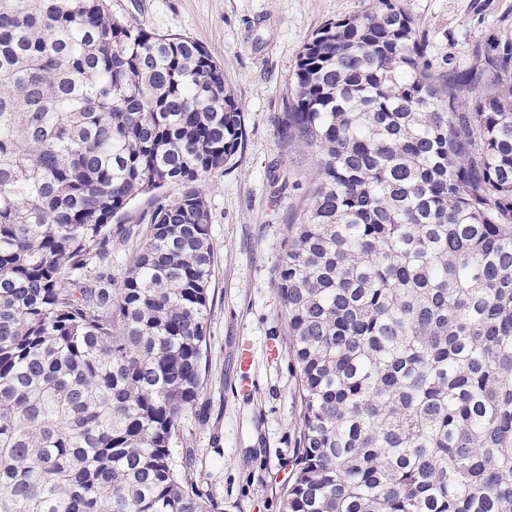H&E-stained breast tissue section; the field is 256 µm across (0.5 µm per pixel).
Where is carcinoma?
<instances>
[{"label":"carcinoma","mask_w":512,"mask_h":512,"mask_svg":"<svg viewBox=\"0 0 512 512\" xmlns=\"http://www.w3.org/2000/svg\"><path fill=\"white\" fill-rule=\"evenodd\" d=\"M398 0L296 59L319 156L277 295L285 512H512V42L436 75ZM245 113L197 41L108 0H0V512H220L173 449L203 388L205 185ZM177 182L118 288L112 221Z\"/></svg>","instance_id":"1"}]
</instances>
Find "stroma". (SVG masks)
<instances>
[{"instance_id": "obj_1", "label": "stroma", "mask_w": 512, "mask_h": 512, "mask_svg": "<svg viewBox=\"0 0 512 512\" xmlns=\"http://www.w3.org/2000/svg\"><path fill=\"white\" fill-rule=\"evenodd\" d=\"M414 19L435 72L466 66L495 35L512 41V0H400ZM114 15L161 34L190 37L223 65L246 117L245 145L206 188L214 248L206 373L196 407L180 424L176 457H189L221 512H284L282 486L295 458L299 403L292 363H269V339L286 341L276 295L285 227L298 223L313 188L312 150L280 140L284 109L303 43L323 24L362 14L372 0H110ZM165 185L137 197L112 225V255L93 274L120 286ZM254 349L256 389L237 396L235 350Z\"/></svg>"}]
</instances>
